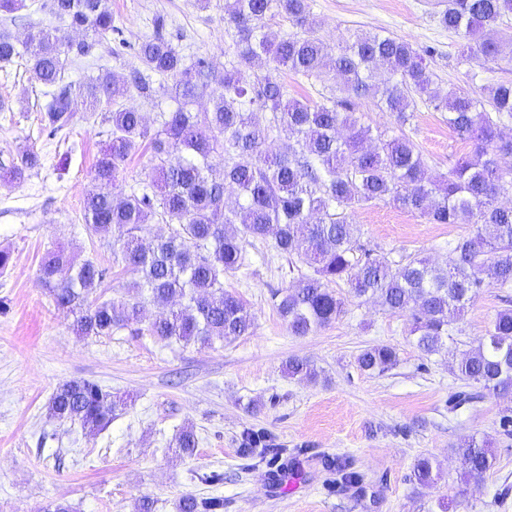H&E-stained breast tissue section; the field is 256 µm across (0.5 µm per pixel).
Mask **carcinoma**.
Here are the masks:
<instances>
[{
    "label": "carcinoma",
    "instance_id": "1",
    "mask_svg": "<svg viewBox=\"0 0 512 512\" xmlns=\"http://www.w3.org/2000/svg\"><path fill=\"white\" fill-rule=\"evenodd\" d=\"M51 14L84 34L73 42L59 29L33 26L24 41L0 33V62L26 61L33 78L50 88L41 121L54 136L73 124V100L81 96L96 109L109 108L111 142L94 164L93 188L83 204V220L92 235L113 237V263L138 274L131 295L117 304L89 300L108 270L92 259L80 264L62 250H49L38 279L57 310L73 316L80 336H110L126 329L159 340L210 346L252 332L254 319L243 301L224 289V275L245 264L248 238L272 237L271 247L302 259L312 273L272 293L288 332L306 336L325 328L345 312V299L333 285L344 282L358 299L375 298L390 312L407 316L409 335L427 355L440 352L455 332L462 310L485 279L512 289V139L501 126L512 120V81H494L472 92L440 94L432 88L425 58L407 41L379 33L355 32L335 45L317 34L311 0H224V21L236 29L234 51L227 54L213 108L194 112L190 105L213 75L209 58L190 62L164 36L165 18L154 20L153 35L136 50L140 66L125 77L110 70L83 83L64 78L68 63L94 55L102 39L117 30L107 0H49ZM285 15L291 30L280 38L267 21ZM512 15V0H448L434 14L437 24L458 33L464 45L458 63L492 58L512 63V34L501 29ZM262 61L266 71L243 81L240 68ZM283 69L320 82V99L287 97L277 79ZM167 79L166 93L176 103L159 113L151 130L138 107L118 98L136 93L152 100L151 75ZM370 99L403 126L419 105L448 113V127L472 150L440 180L427 177L425 163L410 137L372 135L356 116L358 103ZM265 114V123L256 121ZM153 146L152 177L131 193H113L126 159L144 142ZM224 161L222 173L212 160ZM39 164L35 152L4 168L22 177ZM235 204L224 203L226 188ZM391 200L420 213L433 224H469L454 257L445 267L426 258L406 263L361 243L355 210ZM171 226L168 236L144 241L149 220ZM70 275L58 278L62 267ZM150 300L168 307L142 326V308ZM356 362L381 374L397 362L388 346L362 350ZM288 375L315 381L318 370L291 358ZM459 375L495 396H512V309L496 313L486 336L458 363ZM127 409V400L88 379L59 385L48 410L55 419L77 424L85 433L106 430ZM198 440L189 427L170 447L179 457L195 453ZM286 452L264 431L243 433L238 454L264 462ZM465 480L478 479L495 462L484 441L471 439L458 449ZM420 485L435 483L434 462L418 460L413 470ZM177 512H224V499L187 492Z\"/></svg>",
    "mask_w": 512,
    "mask_h": 512
}]
</instances>
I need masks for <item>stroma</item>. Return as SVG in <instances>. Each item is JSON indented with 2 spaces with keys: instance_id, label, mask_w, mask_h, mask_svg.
<instances>
[{
  "instance_id": "stroma-1",
  "label": "stroma",
  "mask_w": 512,
  "mask_h": 512,
  "mask_svg": "<svg viewBox=\"0 0 512 512\" xmlns=\"http://www.w3.org/2000/svg\"><path fill=\"white\" fill-rule=\"evenodd\" d=\"M442 0H311L319 35L328 43L352 31L394 35L417 50L433 49L427 64L441 91L473 90L512 79V65L488 60L457 62L462 40L433 20ZM115 33L95 57L71 62L69 80L83 82L100 69L124 72L134 51L164 15L165 35L185 58L207 56L216 73L236 31L224 21L217 0H108ZM47 88L24 60L0 67V163L36 152L38 166L14 183L0 181V251L10 263L0 271V512H42L53 500L74 512H136L141 497L155 512H175L185 492L219 495L224 512H512V398L479 395L453 366L477 346L496 313L512 308V289L488 283L467 304L448 349L421 352L404 316L344 294L345 313L306 336L289 334L271 291L292 285L309 267L274 252L268 241L246 247L248 263L224 278L255 318L250 335L213 347L133 336L82 337L58 313L38 280L47 250L61 249L76 261L111 267L100 293L122 301L131 271L112 263V240L92 236L83 221V200L93 165L110 141L105 111L77 100L70 130L49 136L40 123ZM362 124L388 135L406 134L426 172L446 175L471 145L448 126L444 113L421 109L398 126L372 101H361ZM361 240L395 261L426 257L446 264L466 236V224H432L425 216L381 201L357 211ZM391 346L396 365L383 374L361 371L356 357L372 346ZM310 360L317 381L288 377L284 362ZM89 379L133 398L110 427L88 435L48 412L63 382ZM199 439L195 456L176 457L169 444L183 427ZM267 431L288 450V466L272 476L267 466L242 469L236 453L247 430ZM486 441L496 462L483 478L462 482L458 446ZM431 458L441 478L421 487L411 478L419 458ZM350 463L358 483L344 484L338 465ZM219 471L220 485L204 473Z\"/></svg>"
}]
</instances>
